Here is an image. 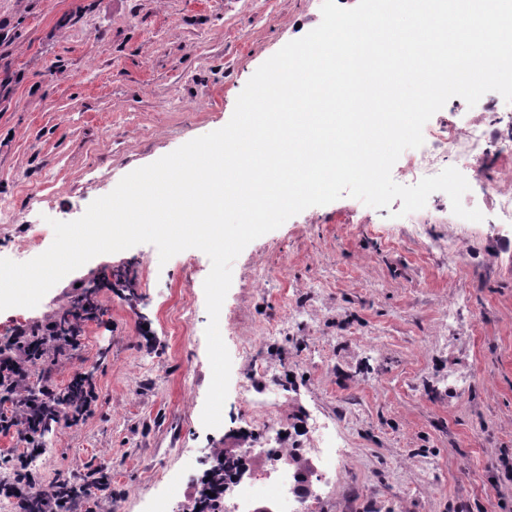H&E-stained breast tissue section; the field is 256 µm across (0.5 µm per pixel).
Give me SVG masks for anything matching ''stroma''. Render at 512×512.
<instances>
[{
  "instance_id": "obj_1",
  "label": "stroma",
  "mask_w": 512,
  "mask_h": 512,
  "mask_svg": "<svg viewBox=\"0 0 512 512\" xmlns=\"http://www.w3.org/2000/svg\"><path fill=\"white\" fill-rule=\"evenodd\" d=\"M321 0H0V257L28 261L129 172L225 126L248 80L321 22ZM390 208L350 196L305 209L232 264L219 327L232 369L219 427L201 414L211 382L203 282L209 257L160 263L151 244L94 257L33 308L0 311V348L92 300L76 349L51 380L94 392L77 424H51L38 453L0 432V482L30 458L37 490L100 471L104 498L71 512H147L163 474L215 448L307 450L335 425L340 469L307 512H512V228L463 224L449 197L415 238ZM459 240L461 254L428 240ZM266 282L253 280L255 270ZM191 320H184L186 304ZM301 317L273 339L263 331ZM255 339L252 353L242 344ZM268 372H251L254 360ZM287 396L281 434L244 416Z\"/></svg>"
}]
</instances>
